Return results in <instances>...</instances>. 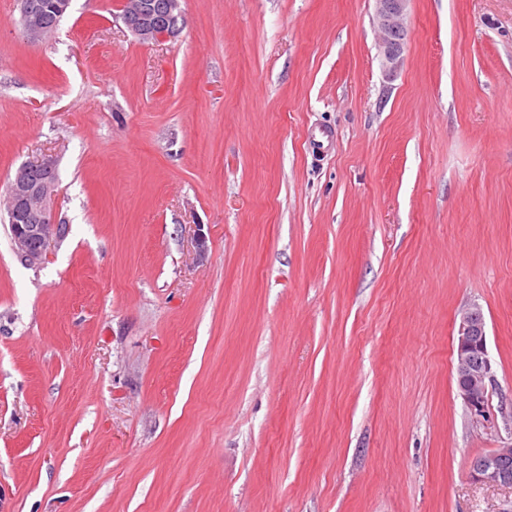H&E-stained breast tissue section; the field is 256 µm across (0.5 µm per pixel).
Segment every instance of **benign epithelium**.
Returning a JSON list of instances; mask_svg holds the SVG:
<instances>
[{
	"label": "benign epithelium",
	"instance_id": "benign-epithelium-1",
	"mask_svg": "<svg viewBox=\"0 0 512 512\" xmlns=\"http://www.w3.org/2000/svg\"><path fill=\"white\" fill-rule=\"evenodd\" d=\"M409 0H376V23L379 46L388 71L395 72L403 64V51L391 47V34L405 28ZM128 11L121 14L124 25L140 40L156 42L174 38L178 31L157 25L151 20L148 0H124ZM37 171L39 177L28 174ZM55 168L51 161L42 160L23 165L17 173L7 211L11 242L21 264L37 267L43 263L50 246L64 237L66 225L56 223L50 213L52 178ZM458 396L471 412L484 413L488 383L492 381V364L488 355L486 323L478 308L460 313L455 362ZM469 477L492 486H512V443L491 453L471 458L467 462Z\"/></svg>",
	"mask_w": 512,
	"mask_h": 512
}]
</instances>
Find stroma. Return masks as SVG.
I'll return each instance as SVG.
<instances>
[{"label": "stroma", "mask_w": 512, "mask_h": 512, "mask_svg": "<svg viewBox=\"0 0 512 512\" xmlns=\"http://www.w3.org/2000/svg\"><path fill=\"white\" fill-rule=\"evenodd\" d=\"M0 0V200L52 160L38 268L0 203V512H512V0ZM485 317L483 415L456 392ZM30 1L39 6L38 11V19L40 24L42 25L44 34L54 33L64 15L67 12V9L62 12L63 7L65 6V1L67 0H26ZM152 4V13L151 6ZM124 0V4H129L128 11L121 14L124 25L143 42H156L174 38L178 31L171 26H164L167 22L172 23L175 14L170 10L171 0ZM132 12L139 15V23H133L131 20ZM162 25H156L151 17ZM409 0H376V23L379 46L384 57V64L389 72L397 71L403 64V49L406 32L402 30L392 37L394 31L405 28L406 8ZM458 396L474 414L484 413L492 364L488 355L486 323L479 308L460 313L455 362ZM512 443L495 448L491 453L471 458L467 462L469 477L492 486H512Z\"/></svg>", "instance_id": "35a3bbf8"}]
</instances>
